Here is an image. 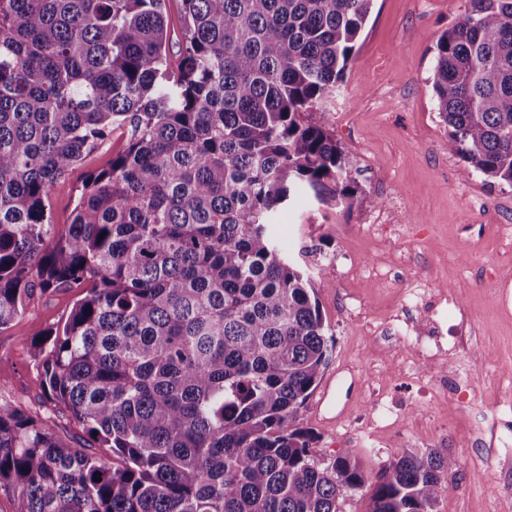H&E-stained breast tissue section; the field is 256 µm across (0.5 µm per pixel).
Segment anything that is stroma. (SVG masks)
Masks as SVG:
<instances>
[{
  "mask_svg": "<svg viewBox=\"0 0 512 512\" xmlns=\"http://www.w3.org/2000/svg\"><path fill=\"white\" fill-rule=\"evenodd\" d=\"M467 0H373L343 82L315 118L345 148L376 207L312 198L278 224L316 275L329 365L301 412L315 459L355 456L369 482L404 450L444 449L438 512H512V186L466 174L433 97L436 43ZM126 128L85 154L49 193L54 235L68 231L87 177L107 168ZM86 287L35 296L0 330V405L26 409L65 444L85 434L46 393L33 344L63 327ZM420 295L408 306L404 295ZM393 416L373 420L375 407Z\"/></svg>",
  "mask_w": 512,
  "mask_h": 512,
  "instance_id": "obj_1",
  "label": "stroma"
}]
</instances>
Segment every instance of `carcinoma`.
<instances>
[{
    "label": "carcinoma",
    "instance_id": "cac0c4a2",
    "mask_svg": "<svg viewBox=\"0 0 512 512\" xmlns=\"http://www.w3.org/2000/svg\"><path fill=\"white\" fill-rule=\"evenodd\" d=\"M180 2L173 65L164 0H0V329L35 292L92 282L35 348L49 399L112 452L0 405L14 512H345L367 483L300 426L333 341L276 216L310 192L381 204L312 117L373 0ZM432 90L465 171L512 186V0H467ZM124 124L46 245L51 187ZM454 466L404 451L369 512H437Z\"/></svg>",
    "mask_w": 512,
    "mask_h": 512
}]
</instances>
